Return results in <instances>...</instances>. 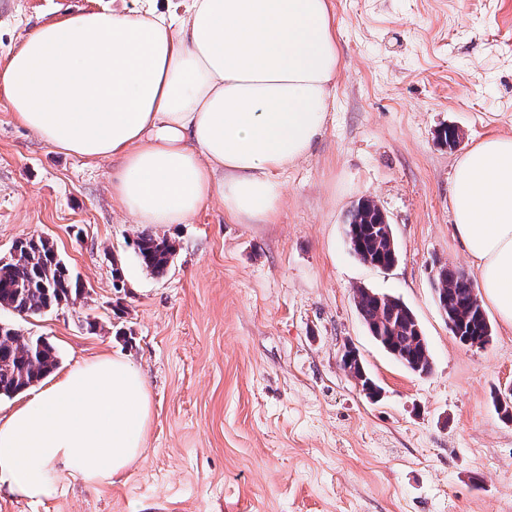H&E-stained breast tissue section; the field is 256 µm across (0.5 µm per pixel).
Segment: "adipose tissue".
Returning <instances> with one entry per match:
<instances>
[{
	"label": "adipose tissue",
	"mask_w": 512,
	"mask_h": 512,
	"mask_svg": "<svg viewBox=\"0 0 512 512\" xmlns=\"http://www.w3.org/2000/svg\"><path fill=\"white\" fill-rule=\"evenodd\" d=\"M330 0H139L30 33L0 99L44 143L121 163L112 197L137 224H183L212 201L274 223L275 171L305 159L336 103ZM453 228L474 285L512 327V134L455 161ZM151 397L125 358L78 364L0 417V491L43 502L58 474L119 480L143 455Z\"/></svg>",
	"instance_id": "1"
}]
</instances>
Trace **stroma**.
I'll list each match as a JSON object with an SVG mask.
<instances>
[{"instance_id": "obj_1", "label": "stroma", "mask_w": 512, "mask_h": 512, "mask_svg": "<svg viewBox=\"0 0 512 512\" xmlns=\"http://www.w3.org/2000/svg\"><path fill=\"white\" fill-rule=\"evenodd\" d=\"M112 0H0V66L26 35ZM336 108L310 156L275 172L272 224L213 202L184 224L133 223L112 201L115 160L91 164L42 142L0 101V255L41 235L85 294L37 317L0 320L54 346L57 373L119 354L146 379L143 456L110 485L60 476L46 502L0 493V512H512V328L494 308L483 347L449 331L434 264L470 272L452 225L461 151L512 133V0H332ZM457 125L455 149L437 139ZM400 248L382 271L356 259L344 222L360 198ZM167 239L166 271L142 269L140 235ZM121 281H113V268ZM366 286L414 311L425 376L371 338L353 302ZM96 332H89L90 322ZM355 347L385 396L342 367Z\"/></svg>"}]
</instances>
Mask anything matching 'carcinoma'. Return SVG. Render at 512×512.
I'll list each match as a JSON object with an SVG mask.
<instances>
[{"mask_svg":"<svg viewBox=\"0 0 512 512\" xmlns=\"http://www.w3.org/2000/svg\"><path fill=\"white\" fill-rule=\"evenodd\" d=\"M379 220L376 204L360 200L347 215L346 234L368 255L379 253L385 258L388 249L378 236ZM136 247L140 265L155 275L163 274L175 253L172 243L148 234L138 238ZM12 249L9 257L0 258V308L29 317L55 310L84 293L85 287L58 258L48 239L31 236L15 241ZM434 287L448 295V308L453 312L449 316L450 331L473 343L485 345L491 341V325L476 288L465 274L441 265ZM399 302L397 297L380 300L361 291L355 308L367 328H377L372 339L386 353L397 352L405 358L406 369L428 374L432 370L431 356L420 354L423 349L429 350L426 338ZM57 365V352L44 339L26 336L11 323L0 331V395H11L40 382Z\"/></svg>","mask_w":512,"mask_h":512,"instance_id":"obj_1","label":"carcinoma"}]
</instances>
